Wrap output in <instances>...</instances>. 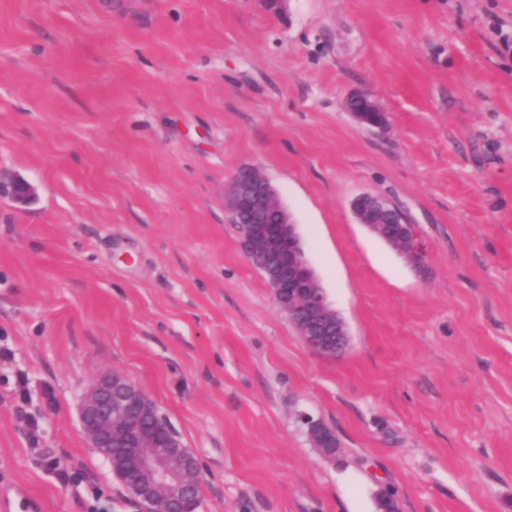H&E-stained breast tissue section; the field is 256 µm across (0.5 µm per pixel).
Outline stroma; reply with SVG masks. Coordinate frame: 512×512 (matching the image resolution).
<instances>
[{
	"instance_id": "35a3bbf8",
	"label": "stroma",
	"mask_w": 512,
	"mask_h": 512,
	"mask_svg": "<svg viewBox=\"0 0 512 512\" xmlns=\"http://www.w3.org/2000/svg\"><path fill=\"white\" fill-rule=\"evenodd\" d=\"M243 166L296 223L341 356L243 255ZM12 179L35 195L0 197V492L138 512L78 415L114 372L195 456L197 512H512V0H0ZM363 193L403 210L423 270L357 223ZM368 99L369 102L367 103V108H360L356 107L354 103L357 101V105H360L359 100H365ZM344 108L347 112H349L360 124L370 127H379L383 128L386 123V113L374 102L372 101L366 94L364 93H354L350 97H348L344 103ZM377 112L379 115L383 116V124H371L367 122L366 116L364 112Z\"/></svg>"
}]
</instances>
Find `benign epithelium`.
Segmentation results:
<instances>
[{
    "mask_svg": "<svg viewBox=\"0 0 512 512\" xmlns=\"http://www.w3.org/2000/svg\"><path fill=\"white\" fill-rule=\"evenodd\" d=\"M354 93L344 108L360 124L369 125L365 112L386 113L374 102ZM0 196L21 204L33 197V188L23 179L0 181ZM230 214L244 226L241 248L248 258H262L259 270L272 289L277 306L285 311L305 343L319 353L338 355L348 342L343 321L329 308L317 274L309 266L296 224L281 204L271 182L252 168H242L227 189ZM392 203L379 195L362 194L351 208L358 223L406 252L417 264L423 258L417 246L414 225L395 228L386 221ZM79 418L90 447L110 464L118 479L139 502L142 512H172L169 505L190 496L196 471L195 460L173 439L170 427L158 415L155 404L119 374L99 377L82 397ZM314 447L327 451L325 426L302 414Z\"/></svg>",
    "mask_w": 512,
    "mask_h": 512,
    "instance_id": "7a95c632",
    "label": "benign epithelium"
}]
</instances>
